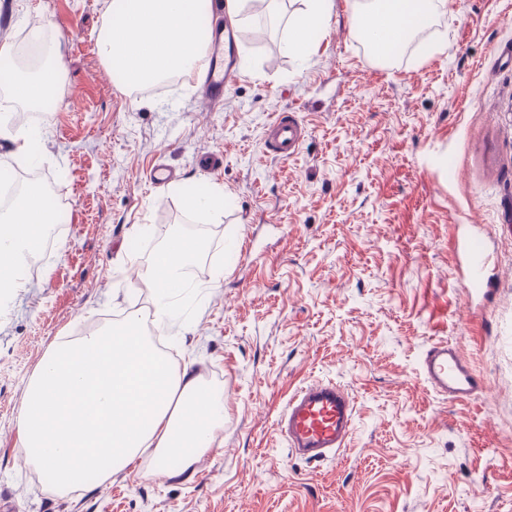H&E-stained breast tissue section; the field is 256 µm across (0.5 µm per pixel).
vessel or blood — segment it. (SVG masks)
Returning a JSON list of instances; mask_svg holds the SVG:
<instances>
[{
    "label": "vessel or blood",
    "instance_id": "1",
    "mask_svg": "<svg viewBox=\"0 0 512 512\" xmlns=\"http://www.w3.org/2000/svg\"><path fill=\"white\" fill-rule=\"evenodd\" d=\"M212 26L206 55L195 68L201 79L204 98L219 102L234 77L233 57L224 53V4L210 0ZM305 137V127L296 112L277 113L264 142L267 153L281 159L293 157ZM458 248L464 258L462 281L465 287L479 289L484 283L488 255L484 240L477 235L462 237ZM423 376L438 394L460 400L477 393L481 384L458 350L446 345L430 346L421 363ZM355 405L339 384L314 381L299 388L288 400L278 420L292 455L307 462H320L345 448L354 428Z\"/></svg>",
    "mask_w": 512,
    "mask_h": 512
}]
</instances>
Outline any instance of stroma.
Segmentation results:
<instances>
[{
	"instance_id": "stroma-1",
	"label": "stroma",
	"mask_w": 512,
	"mask_h": 512,
	"mask_svg": "<svg viewBox=\"0 0 512 512\" xmlns=\"http://www.w3.org/2000/svg\"><path fill=\"white\" fill-rule=\"evenodd\" d=\"M361 5L330 0L303 61L285 49L301 0H285L261 42L241 13L239 78L211 105L191 79L161 93L115 85L96 45L106 0H0V42L18 44L23 14L62 57L54 110L19 124L41 131V155L13 164L67 210L21 287L0 292L8 512H512V0H448L386 63L352 34ZM282 110L307 129L285 161L264 149ZM160 162L176 176L156 186ZM198 179L223 189L224 215L161 336L175 366L221 376L223 432L183 474L160 473L148 449L59 494L19 459L25 386L74 330L152 312L147 242L209 223L182 203ZM462 234L487 242L486 292L459 277ZM436 342L458 348L480 392L451 400L424 383ZM315 380L347 388L356 418L346 448L308 463L277 421Z\"/></svg>"
}]
</instances>
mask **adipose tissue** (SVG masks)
<instances>
[{
	"label": "adipose tissue",
	"mask_w": 512,
	"mask_h": 512,
	"mask_svg": "<svg viewBox=\"0 0 512 512\" xmlns=\"http://www.w3.org/2000/svg\"><path fill=\"white\" fill-rule=\"evenodd\" d=\"M290 24L286 49L307 59L327 31L329 0H303ZM208 0H110L99 34L106 71L134 90L190 70L204 55L201 15ZM448 0H368L351 18L353 34L367 45L400 54L410 38L432 26ZM61 61L36 76L12 75L15 103L43 107L57 94ZM52 209L35 186L14 195L0 212V285L17 287L16 240L30 249L43 241ZM205 249L195 237L175 233L155 253L144 282L157 297L151 322L130 313L118 324L55 343L26 387L18 419L19 452L60 493L85 487L89 474L111 475L115 465L154 449L159 464L177 459L190 468L214 444L224 423V398L201 383L191 367L175 369L148 338V327L171 323L192 288L185 269Z\"/></svg>",
	"instance_id": "1"
}]
</instances>
